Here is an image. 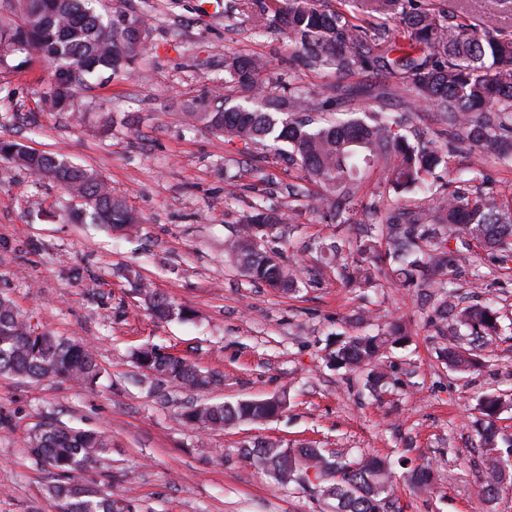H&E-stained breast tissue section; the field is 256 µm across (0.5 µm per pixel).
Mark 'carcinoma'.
<instances>
[{"instance_id": "1", "label": "carcinoma", "mask_w": 512, "mask_h": 512, "mask_svg": "<svg viewBox=\"0 0 512 512\" xmlns=\"http://www.w3.org/2000/svg\"><path fill=\"white\" fill-rule=\"evenodd\" d=\"M14 18L0 19V59L9 53L46 58L54 64L52 82L44 93L53 110L73 105L76 93L88 86V77L109 71L127 73L150 46L151 28L144 16L121 9L100 11V0H8ZM346 0H281L277 27L295 40L306 63L334 67L348 74L375 63L390 73H400L412 102L436 108L448 134L471 151L512 155V36L480 33L473 25L448 21L441 11L412 9L410 0H362L358 10L381 16H401V42L379 45V31L362 20L352 23L343 6ZM136 25L130 30L125 21ZM264 63L256 57L233 55L224 60L231 82L258 94H267L270 111L243 105L224 106L221 99L192 102L184 115L205 128L244 146L261 145L288 160L305 177L319 185L322 200L338 224H347L363 203L369 175L378 173L380 187L388 194L378 233L350 246L334 241L319 248V256L360 288H369L374 277L372 260H389L393 278L404 287L429 279L443 286L448 272L444 245L461 238L475 247L493 248L512 260V203L506 204L480 188L444 192L451 173V150L430 142H410L403 126L387 113L386 87L369 99L375 105L357 107L360 115L348 119L325 118L315 124L311 100L301 92L286 97L267 93L261 80ZM0 157L36 176L40 182L62 186L71 199L90 210L92 223L113 232L132 231L137 218L126 201L115 195L96 169L74 164L61 154L42 153L13 141H0ZM420 192L432 203L406 209L398 196ZM283 223L282 216L261 204L252 206L245 223L225 241V263L253 282L278 291H297L302 272L283 264L278 252L264 246L265 238ZM386 252H381V243ZM136 280L138 292L158 321L187 317L166 296L126 270ZM455 321L469 335L483 340L497 330V312L490 306L453 312ZM402 324L390 322L373 335L348 337L329 359L341 367L370 370L371 386L384 385L382 356L405 340ZM448 367L466 372L476 359L458 337L448 339L440 353ZM138 367L186 391L209 385V376L185 358L144 347L134 353ZM0 375L41 380L56 378L93 385L101 377L94 350L87 344L34 328L0 297ZM505 407L500 396L486 395L479 411L489 422L483 432L484 467L480 493L496 499L512 480V464L501 455L495 420ZM277 415V406L266 398L235 403H203L189 408L181 419L193 426L220 429L240 422H263ZM32 456L60 472L61 479L48 487L59 512H138L133 500L118 492L102 493L83 487L75 475L103 469L111 462L112 439L104 432L57 422L38 427L27 439ZM241 453L282 486L312 469L325 500L334 501V512H385L394 497L390 463L385 458L355 461L321 448H287L279 441L256 439ZM409 484L430 491L435 477L428 467L413 470Z\"/></svg>"}]
</instances>
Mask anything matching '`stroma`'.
I'll list each match as a JSON object with an SVG mask.
<instances>
[{"label":"stroma","mask_w":512,"mask_h":512,"mask_svg":"<svg viewBox=\"0 0 512 512\" xmlns=\"http://www.w3.org/2000/svg\"><path fill=\"white\" fill-rule=\"evenodd\" d=\"M107 3L148 16L153 49L132 76L81 91L80 117L44 109L49 64L21 54L0 60V139L91 165L140 218L129 237L73 220L74 203L61 189L0 159V296L32 326L91 343L103 373L94 386L0 375V512H57L47 493L57 474L25 446L32 429L53 420L111 436V468L80 481L121 489L141 512H327L316 486H279L241 456V445L257 437L387 457L397 486L388 512H512V485L493 501L478 493V401L512 397V265L500 263L499 251L449 242V303L491 306L499 322L476 350L479 366L449 370L439 357L435 287L405 288L381 273L376 287L357 288L316 260L319 244L362 235L374 223L377 178L365 188V208L339 224L301 172L184 118L185 101L214 93L248 104L247 92L224 80V59L236 54L265 60L264 78L277 92L322 104L336 72L303 62L274 21L279 0ZM414 3L512 35V0ZM390 109L409 137L444 144L432 107L397 98ZM112 111L122 121L108 131ZM451 170L481 173L486 188L512 195V159L463 150ZM257 201L297 210L269 241L285 264L307 271L293 294L224 263L225 240ZM128 266L192 318H151L123 276ZM394 320L406 324L409 340L386 351L381 389L371 388L368 370L330 362L346 337ZM147 345L195 363L210 385L187 392L150 375L132 358ZM275 394L287 407L261 424L205 430L180 418L192 404ZM422 466L433 469L437 492L408 484V473Z\"/></svg>","instance_id":"obj_1"}]
</instances>
